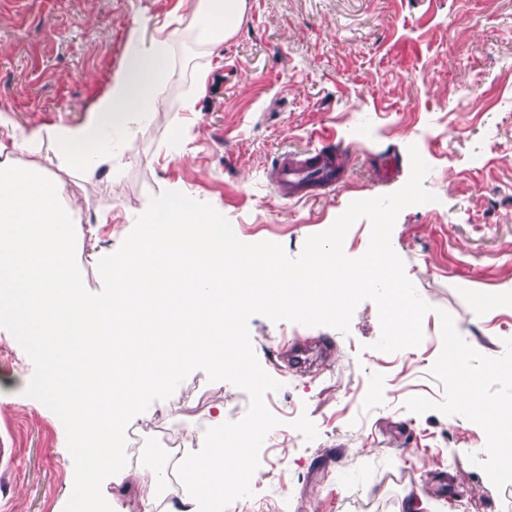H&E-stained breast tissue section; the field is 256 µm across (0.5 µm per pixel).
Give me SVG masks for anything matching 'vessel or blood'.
Masks as SVG:
<instances>
[{
  "label": "vessel or blood",
  "mask_w": 512,
  "mask_h": 512,
  "mask_svg": "<svg viewBox=\"0 0 512 512\" xmlns=\"http://www.w3.org/2000/svg\"><path fill=\"white\" fill-rule=\"evenodd\" d=\"M341 178L335 159L327 153L286 152L270 170L275 194L286 201L328 194L335 191Z\"/></svg>",
  "instance_id": "b4317fda"
}]
</instances>
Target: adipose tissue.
<instances>
[{
  "mask_svg": "<svg viewBox=\"0 0 512 512\" xmlns=\"http://www.w3.org/2000/svg\"><path fill=\"white\" fill-rule=\"evenodd\" d=\"M245 11L246 0H192L201 44L210 49L234 35ZM183 36L134 31L124 66L80 125L27 132L11 126L0 134V322L45 366L34 397L67 417L64 445L77 460L69 512H112L96 477H128L123 439L145 402L165 395L198 364L219 380L225 371L244 370L248 355L235 332L244 310L269 300L285 314L335 318L358 285H377V273L394 264L389 250L375 252L359 279L326 249L300 268L284 269L226 234L218 206L203 212L173 192L152 200L120 256L90 252L107 290L86 294L70 258L75 207L66 182L17 158L50 142L62 166L87 174L111 167L129 131L157 118L172 50ZM172 328L173 354L155 343ZM264 429L258 421L228 431L216 415L212 429L198 434L196 451L181 460L187 493L176 512H223L225 497L254 470L243 444Z\"/></svg>",
  "mask_w": 512,
  "mask_h": 512,
  "instance_id": "obj_1",
  "label": "adipose tissue"
}]
</instances>
